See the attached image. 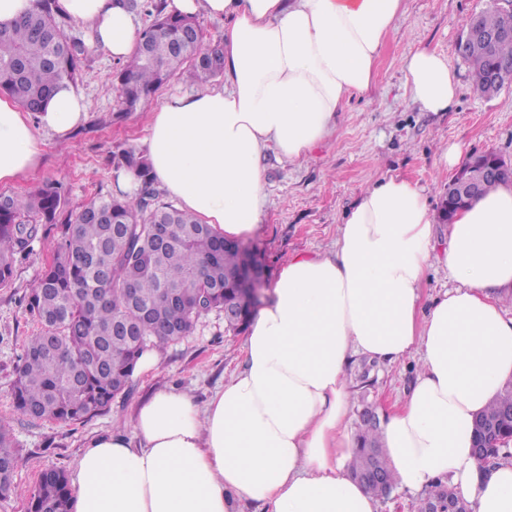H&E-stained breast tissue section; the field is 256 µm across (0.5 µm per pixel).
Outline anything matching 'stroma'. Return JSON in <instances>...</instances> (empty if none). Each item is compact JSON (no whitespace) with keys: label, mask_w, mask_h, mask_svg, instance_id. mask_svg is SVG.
Listing matches in <instances>:
<instances>
[{"label":"stroma","mask_w":512,"mask_h":512,"mask_svg":"<svg viewBox=\"0 0 512 512\" xmlns=\"http://www.w3.org/2000/svg\"><path fill=\"white\" fill-rule=\"evenodd\" d=\"M490 6L491 0H405L404 15L380 48L372 91L345 103L335 133L298 161L268 150L266 206L259 224L242 239L260 252L267 282H274L292 255L331 251L344 217L373 181L408 178L424 189L437 210L456 174L438 164L443 148L458 145L468 156L495 152L512 158V86L491 97L479 96L468 65L456 53L466 20ZM418 47L446 57L456 76L458 96L448 111H425L404 86L402 63ZM121 67L119 60L91 49L78 86L86 102L84 122L64 142L44 135L41 166L5 186V193L25 194L60 179L70 189L71 207L77 208L111 192V154L142 150L150 121L148 113L120 111L115 75ZM57 240L54 231L37 239L31 257L17 267L11 288L0 290V421L18 450L15 481L20 488L0 501V512H29L40 474L48 469L74 473L89 438L132 432L139 406L156 389L186 392L203 401L243 367V335L226 333L223 314L213 312L201 317L189 336L160 352L155 370L136 374L129 392L114 399L107 412L76 423L23 415L14 404L12 386L24 343L37 324L20 302L52 260ZM418 368L414 360L383 364L356 358L348 370V426H355L365 407L384 416L389 404L409 390Z\"/></svg>","instance_id":"35a3bbf8"}]
</instances>
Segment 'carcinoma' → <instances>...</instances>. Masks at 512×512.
<instances>
[{
	"mask_svg": "<svg viewBox=\"0 0 512 512\" xmlns=\"http://www.w3.org/2000/svg\"><path fill=\"white\" fill-rule=\"evenodd\" d=\"M35 7L11 26L0 27V94L36 114L51 91L66 83L78 86L89 57L86 42L68 34V17L59 0H34ZM133 13L152 22L140 34L136 53L117 74L120 111L144 112L153 95L188 70L196 82L224 73L222 46L203 42L194 16L168 13L164 0H127ZM485 30L512 29V4L493 0L491 8L467 20ZM473 89L495 94L491 72L512 63V38L484 50L469 43L466 57ZM113 168L134 167L142 184L136 198L111 193L69 207V191L59 180L24 195L0 193V289L12 285L17 265L27 261L33 243L51 229L59 238L53 259L24 299L39 329L29 337L16 367L14 402L37 420L82 422L106 410L131 388L137 364L147 350L163 351L189 335L203 315L239 305L224 331L247 330L256 307L253 285L236 277L243 253L224 248V238L192 214L164 201L149 177L146 157L133 150L112 154ZM155 224L169 227L166 243L154 237ZM512 387L504 389L478 418L497 423L480 431L478 458L495 465L512 445ZM358 453L351 475L375 496L388 497L396 480L382 451L379 426L360 419ZM18 456L0 423V500L16 492ZM376 473L380 479H372ZM435 512H469L448 484L433 486ZM66 473L49 469L30 497V512H71Z\"/></svg>",
	"mask_w": 512,
	"mask_h": 512,
	"instance_id": "cac0c4a2",
	"label": "carcinoma"
}]
</instances>
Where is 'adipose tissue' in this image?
<instances>
[{
  "mask_svg": "<svg viewBox=\"0 0 512 512\" xmlns=\"http://www.w3.org/2000/svg\"><path fill=\"white\" fill-rule=\"evenodd\" d=\"M116 59L139 35L124 0H60ZM174 13L227 20L224 85L175 93L150 111L145 155L167 196L227 239L263 214L264 152L305 158L336 130L343 104L367 95L384 36L404 0H170ZM414 102L445 112L458 85L425 49L403 63ZM73 87H55L37 117L0 98V184L36 170L43 134L67 139L85 118ZM434 221L418 186L383 177L359 197L334 249L293 256L252 317L243 369L205 404L157 391L133 436L91 438L79 457L72 512H377L346 473L357 438L346 426L347 372L366 356H415L421 371L380 428L403 488L453 486L472 512H512V463L472 452L477 414L512 379V186L461 210L441 257L457 288L423 304Z\"/></svg>",
  "mask_w": 512,
  "mask_h": 512,
  "instance_id": "obj_1",
  "label": "adipose tissue"
}]
</instances>
